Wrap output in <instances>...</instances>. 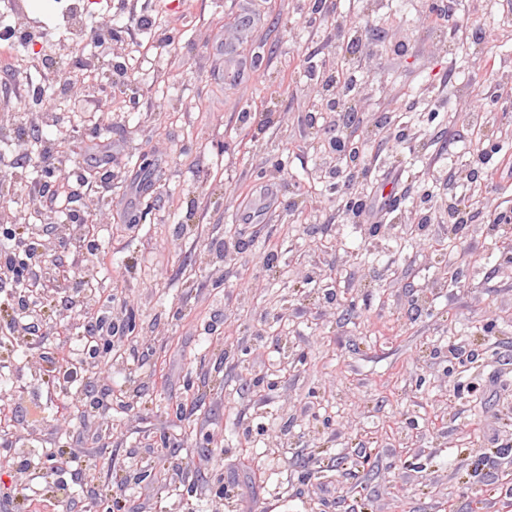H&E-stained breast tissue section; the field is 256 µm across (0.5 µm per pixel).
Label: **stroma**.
<instances>
[{"label":"stroma","instance_id":"stroma-1","mask_svg":"<svg viewBox=\"0 0 512 512\" xmlns=\"http://www.w3.org/2000/svg\"><path fill=\"white\" fill-rule=\"evenodd\" d=\"M86 0L112 21V54L73 38L66 0H8L70 70L131 78L108 119L78 110V85L45 128L74 175L71 199L15 204L58 276L36 315L0 281V371L12 411L0 449V512H512V263L497 213L512 211V143L487 155L488 208L450 225L460 174L501 117L464 106L489 91L484 61L512 58V0H460L448 25L429 0ZM146 26L124 29L128 15ZM367 29L360 52L336 33ZM171 43H163V35ZM251 60L238 77L227 58ZM342 64L358 83L371 179L362 212L335 188L334 116L312 72ZM317 186L307 194L306 186ZM432 220L406 233L419 199ZM109 266L86 256L84 227ZM145 223L128 224L131 212ZM411 236L407 253L394 248ZM455 237V251L434 250ZM459 267L457 282L439 278ZM85 305L68 307L74 277ZM137 337L85 406L87 311ZM38 326L37 341L17 323ZM278 361L291 375H273ZM82 419L61 413L63 398ZM190 424L182 434L178 417ZM254 447L265 471L240 460ZM210 447L208 463L198 453Z\"/></svg>","mask_w":512,"mask_h":512}]
</instances>
